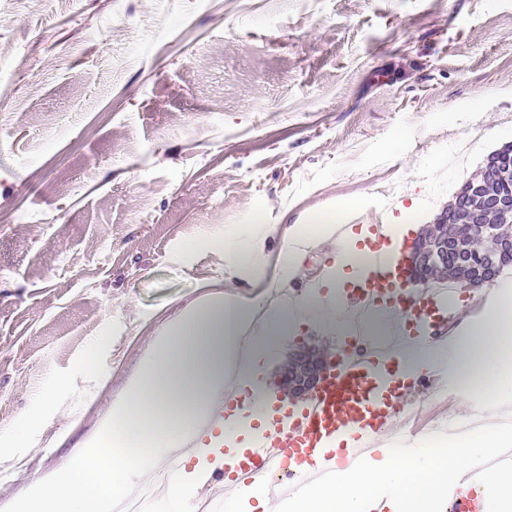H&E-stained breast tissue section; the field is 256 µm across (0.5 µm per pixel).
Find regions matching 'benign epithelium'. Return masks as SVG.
Returning a JSON list of instances; mask_svg holds the SVG:
<instances>
[{
  "instance_id": "benign-epithelium-1",
  "label": "benign epithelium",
  "mask_w": 512,
  "mask_h": 512,
  "mask_svg": "<svg viewBox=\"0 0 512 512\" xmlns=\"http://www.w3.org/2000/svg\"><path fill=\"white\" fill-rule=\"evenodd\" d=\"M493 166L498 170V179L507 183L512 180V149L503 148L491 155ZM486 185L471 179L465 195H456L435 221V232L430 240L416 242L408 261V270L414 282L427 283L420 271H440L448 265V233L450 224H481L488 237L497 239L494 250L482 255L481 260L489 266L499 264L500 256L512 250V236L496 238L494 225L512 226V189L488 194ZM326 360L308 352L295 355V362L282 376V384L289 392L298 394L312 391L321 382Z\"/></svg>"
}]
</instances>
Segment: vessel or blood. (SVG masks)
<instances>
[{
  "label": "vessel or blood",
  "instance_id": "vessel-or-blood-1",
  "mask_svg": "<svg viewBox=\"0 0 512 512\" xmlns=\"http://www.w3.org/2000/svg\"><path fill=\"white\" fill-rule=\"evenodd\" d=\"M367 232L371 243L361 258L364 274L341 324L345 335L361 342V353L333 354L322 384L308 400L255 429L242 457L225 460L224 470L213 471L194 488L197 499L218 508L246 493L263 494L274 502L304 493L311 482L359 468L405 418L407 392L386 390L381 370L411 344L434 347L447 339L454 317L446 289L429 288L418 297L399 285L395 255L400 246L393 225L377 218ZM244 418L237 398L226 396L180 444V453L199 452L208 439L223 435L227 423ZM292 459L308 463L306 478L284 486L271 484L269 475ZM226 470L232 472V481H224ZM474 486L470 476L458 478L448 492L452 512H481Z\"/></svg>",
  "mask_w": 512,
  "mask_h": 512
}]
</instances>
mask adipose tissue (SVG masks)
<instances>
[{
    "label": "adipose tissue",
    "instance_id": "ef3b65f1",
    "mask_svg": "<svg viewBox=\"0 0 512 512\" xmlns=\"http://www.w3.org/2000/svg\"><path fill=\"white\" fill-rule=\"evenodd\" d=\"M333 235L332 223L321 217L293 225L279 252L282 277L297 274L307 248ZM496 294V309L472 325L466 338L442 349H409L400 354V364L409 371L440 362L453 365L458 383L488 410H511L512 283L497 288ZM262 305L259 299L244 303L215 296L175 322L154 343L124 398L113 404L103 424L108 443L79 453L65 470L40 479L16 502L14 512H112L133 489L135 475L176 450L219 398L249 385L289 327L338 319L317 298L279 305L269 311L260 335L241 344L240 328L251 323ZM511 447V430L485 425L444 453L414 448L388 459H366L355 472H340L304 495L283 499L275 512H370L377 500L385 501L388 512H436L449 474L474 468Z\"/></svg>",
    "mask_w": 512,
    "mask_h": 512
}]
</instances>
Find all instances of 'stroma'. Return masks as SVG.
I'll return each instance as SVG.
<instances>
[{"mask_svg":"<svg viewBox=\"0 0 512 512\" xmlns=\"http://www.w3.org/2000/svg\"><path fill=\"white\" fill-rule=\"evenodd\" d=\"M512 145V0H0V512L92 445L169 324L351 200L412 243ZM265 264L206 248L248 234ZM291 328L258 375L272 395Z\"/></svg>","mask_w":512,"mask_h":512,"instance_id":"stroma-1","label":"stroma"}]
</instances>
